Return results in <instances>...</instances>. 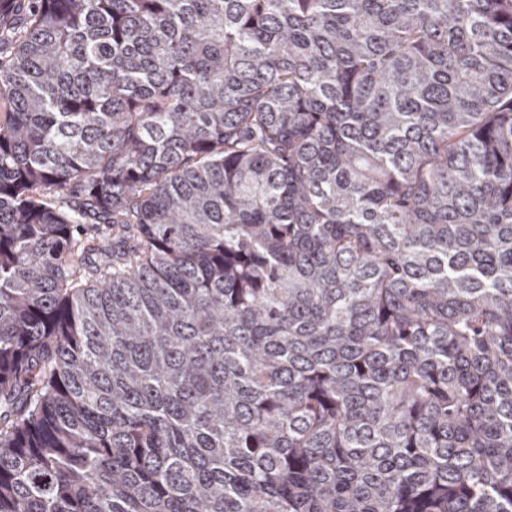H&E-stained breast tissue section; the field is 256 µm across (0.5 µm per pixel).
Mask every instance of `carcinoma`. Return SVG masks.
Masks as SVG:
<instances>
[{"label":"carcinoma","mask_w":512,"mask_h":512,"mask_svg":"<svg viewBox=\"0 0 512 512\" xmlns=\"http://www.w3.org/2000/svg\"><path fill=\"white\" fill-rule=\"evenodd\" d=\"M0 512H512V0H0Z\"/></svg>","instance_id":"carcinoma-1"}]
</instances>
